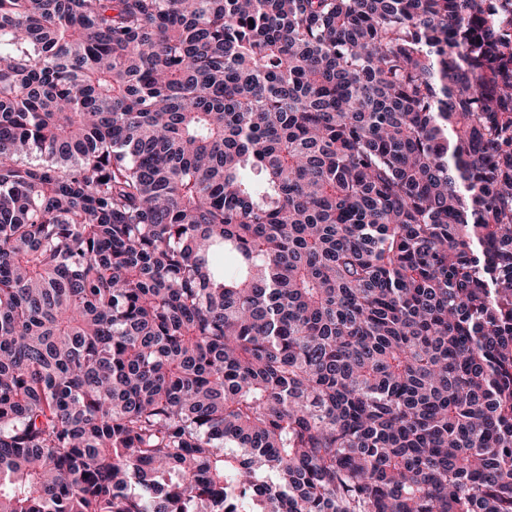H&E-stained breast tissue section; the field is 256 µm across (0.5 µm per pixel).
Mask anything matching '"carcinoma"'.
I'll return each mask as SVG.
<instances>
[{"label": "carcinoma", "mask_w": 512, "mask_h": 512, "mask_svg": "<svg viewBox=\"0 0 512 512\" xmlns=\"http://www.w3.org/2000/svg\"><path fill=\"white\" fill-rule=\"evenodd\" d=\"M0 512H512V0H0Z\"/></svg>", "instance_id": "cac0c4a2"}]
</instances>
